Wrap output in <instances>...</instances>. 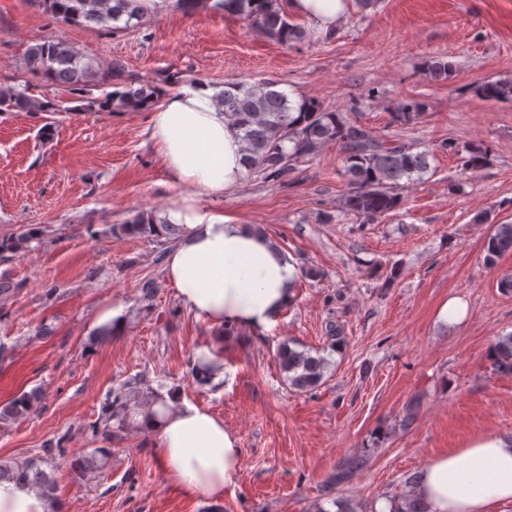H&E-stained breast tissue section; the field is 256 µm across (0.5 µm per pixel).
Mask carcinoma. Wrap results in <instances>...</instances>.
Segmentation results:
<instances>
[{"instance_id":"obj_1","label":"carcinoma","mask_w":512,"mask_h":512,"mask_svg":"<svg viewBox=\"0 0 512 512\" xmlns=\"http://www.w3.org/2000/svg\"><path fill=\"white\" fill-rule=\"evenodd\" d=\"M230 14L243 21L246 27L270 40L289 46L311 40L304 27L290 22L278 0H233ZM55 16L66 22L94 24L114 32L134 29L145 21V11L138 0H50ZM431 79L444 82L454 73L453 64L443 55L431 56L422 62ZM27 74L57 86L64 93L87 101L95 112L143 111L154 105L162 87L125 72L112 63L101 69L85 60L71 44L60 39H47L28 47L24 58ZM100 95H94V92ZM486 100L512 104V79L487 80L477 86ZM224 113L241 132L244 145L245 170L286 186L295 180L298 163L318 153L325 145L335 142L342 149L343 176L348 192L339 204V212L360 224H374L402 206L403 191L430 170L428 151H416L414 145L399 139L377 136L339 110H329L313 98L290 99L271 81L248 83L231 79L224 81L220 98ZM55 100H42L13 86H0V112H56ZM427 105L418 98H403L390 112V125L408 128L419 123ZM462 169L474 170L486 166L490 151L486 146L464 148ZM492 228L485 242V261L489 265L512 251V223L495 222L492 211L478 217ZM164 235L156 231V220L140 213L124 224L117 225L123 235L135 236L160 246L169 243L176 227L163 224ZM39 233L27 230L0 242V257L23 251L37 239ZM328 347L339 351L346 337L339 325L327 329ZM492 358L497 370L512 374V334L500 337L493 345ZM276 362L290 388L313 391L324 379L327 360L298 350L284 341L277 347ZM144 384L141 378L125 382L112 391L106 404L104 418L93 426L95 436L103 446L71 461L78 478L96 482L105 473L112 458L111 445L121 440V432L129 417V390ZM35 391L23 393L0 409V422L15 420L32 411L38 402ZM62 449L47 448L45 454L23 459L0 460V484L18 482L36 486L53 498L56 495V453ZM370 455L354 453L336 465L334 473L324 484L322 492L335 497L337 512H359L360 507L347 498L337 496L367 468ZM420 475L411 474L403 481V489L394 501L393 512H427L415 494Z\"/></svg>"}]
</instances>
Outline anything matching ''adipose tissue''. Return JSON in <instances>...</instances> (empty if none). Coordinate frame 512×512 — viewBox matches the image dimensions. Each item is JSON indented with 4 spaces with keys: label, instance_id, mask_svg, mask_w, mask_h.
I'll return each instance as SVG.
<instances>
[{
    "label": "adipose tissue",
    "instance_id": "adipose-tissue-1",
    "mask_svg": "<svg viewBox=\"0 0 512 512\" xmlns=\"http://www.w3.org/2000/svg\"><path fill=\"white\" fill-rule=\"evenodd\" d=\"M291 13L320 32L335 29L344 0H288ZM219 87L194 81L163 98L149 117L148 138L169 181L200 196H221L243 175L239 133L218 101ZM168 222L182 235L165 258V278L181 306L207 321L215 342L224 327L266 328L292 298L297 269L267 237L223 215L183 203ZM132 424L155 440L168 479L194 495L222 500L242 460L237 435L211 411L169 391L134 406ZM427 512H501L512 505V437L491 435L430 458L416 489ZM39 488L0 484V512H66Z\"/></svg>",
    "mask_w": 512,
    "mask_h": 512
}]
</instances>
